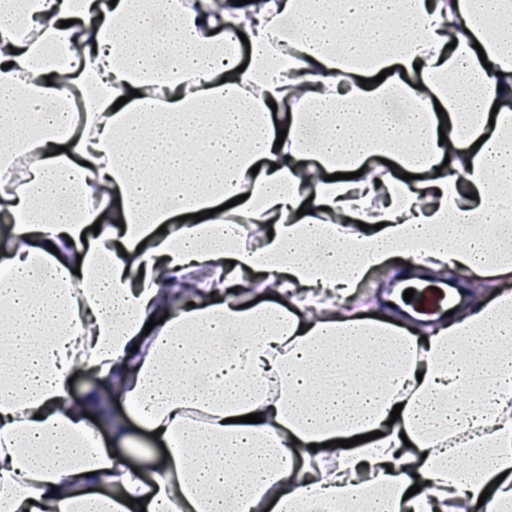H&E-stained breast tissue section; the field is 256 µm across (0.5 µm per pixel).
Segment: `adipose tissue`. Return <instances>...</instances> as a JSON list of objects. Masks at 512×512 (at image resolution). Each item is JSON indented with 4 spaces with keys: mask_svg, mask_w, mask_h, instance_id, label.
<instances>
[{
    "mask_svg": "<svg viewBox=\"0 0 512 512\" xmlns=\"http://www.w3.org/2000/svg\"><path fill=\"white\" fill-rule=\"evenodd\" d=\"M336 505L512 512V0H0V512ZM112 448L127 457L129 460L137 462L145 460L159 453V448L153 443L133 422L128 426L125 437L113 444Z\"/></svg>",
    "mask_w": 512,
    "mask_h": 512,
    "instance_id": "adipose-tissue-1",
    "label": "adipose tissue"
}]
</instances>
